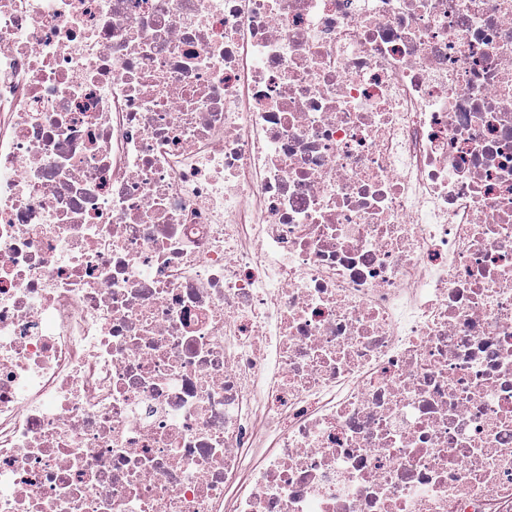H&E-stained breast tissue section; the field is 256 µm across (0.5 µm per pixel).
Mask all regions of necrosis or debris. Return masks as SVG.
<instances>
[{"label":"necrosis or debris","mask_w":512,"mask_h":512,"mask_svg":"<svg viewBox=\"0 0 512 512\" xmlns=\"http://www.w3.org/2000/svg\"><path fill=\"white\" fill-rule=\"evenodd\" d=\"M0 512H512V0H0Z\"/></svg>","instance_id":"obj_1"}]
</instances>
